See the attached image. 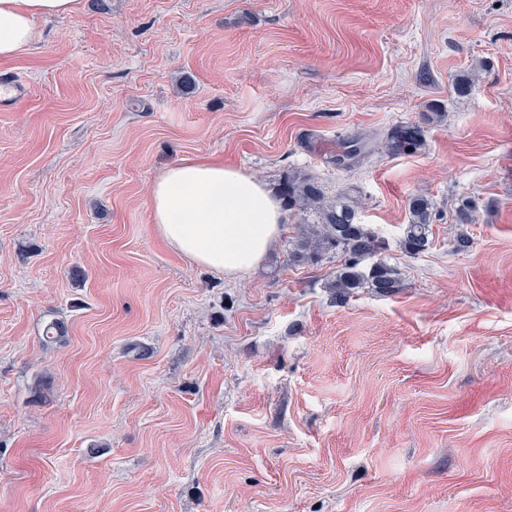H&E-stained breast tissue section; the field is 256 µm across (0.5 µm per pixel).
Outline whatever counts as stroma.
<instances>
[{
	"mask_svg": "<svg viewBox=\"0 0 512 512\" xmlns=\"http://www.w3.org/2000/svg\"><path fill=\"white\" fill-rule=\"evenodd\" d=\"M37 31L0 61L30 84L0 109V512H512V0H82ZM434 105L417 152L336 165ZM191 157L358 191L400 288L337 301L294 212L251 273L190 262L149 196ZM433 210V202L426 195L415 193L409 197L408 223L402 239L407 254L416 256L426 249Z\"/></svg>",
	"mask_w": 512,
	"mask_h": 512,
	"instance_id": "obj_1",
	"label": "stroma"
}]
</instances>
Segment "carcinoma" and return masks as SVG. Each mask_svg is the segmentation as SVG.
<instances>
[{
  "mask_svg": "<svg viewBox=\"0 0 512 512\" xmlns=\"http://www.w3.org/2000/svg\"><path fill=\"white\" fill-rule=\"evenodd\" d=\"M424 145V129L417 124L392 128L376 149L388 154H402ZM288 206L297 210L301 226L294 252L298 258L315 262L329 252L342 254L343 259L331 287L345 299L360 288L387 295L399 287L397 270L378 258L382 246L378 236L360 221L363 200L347 190L334 197L326 195L322 184L313 176H288L283 190ZM433 202L422 193L408 199V223L402 239L406 253L416 256L429 243ZM455 223L473 224L476 203L466 199L455 210ZM67 327L55 319L47 324L48 342H61Z\"/></svg>",
  "mask_w": 512,
  "mask_h": 512,
  "instance_id": "cac0c4a2",
  "label": "carcinoma"
}]
</instances>
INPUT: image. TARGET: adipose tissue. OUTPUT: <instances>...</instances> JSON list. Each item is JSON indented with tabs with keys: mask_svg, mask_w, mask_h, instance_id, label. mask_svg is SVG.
Listing matches in <instances>:
<instances>
[{
	"mask_svg": "<svg viewBox=\"0 0 512 512\" xmlns=\"http://www.w3.org/2000/svg\"><path fill=\"white\" fill-rule=\"evenodd\" d=\"M80 0H0V60L26 52L36 23L76 13ZM150 209L165 242L191 262L229 277L254 269L288 212L267 184L218 160L186 159L152 186Z\"/></svg>",
	"mask_w": 512,
	"mask_h": 512,
	"instance_id": "adipose-tissue-1",
	"label": "adipose tissue"
}]
</instances>
